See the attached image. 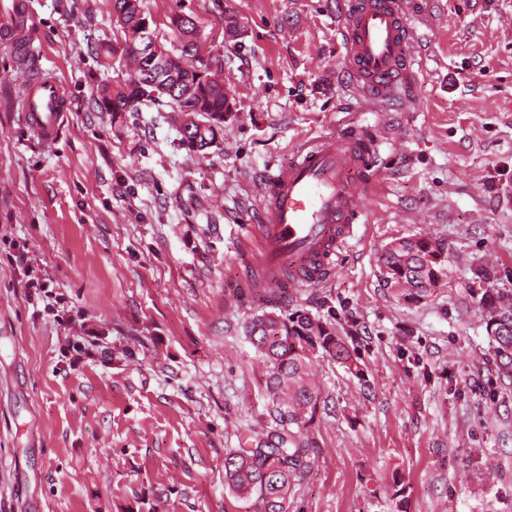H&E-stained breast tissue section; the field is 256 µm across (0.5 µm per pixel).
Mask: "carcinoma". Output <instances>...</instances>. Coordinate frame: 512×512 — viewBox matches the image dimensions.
<instances>
[{
    "label": "carcinoma",
    "mask_w": 512,
    "mask_h": 512,
    "mask_svg": "<svg viewBox=\"0 0 512 512\" xmlns=\"http://www.w3.org/2000/svg\"><path fill=\"white\" fill-rule=\"evenodd\" d=\"M137 2L138 8L127 9L128 0H107L126 44L103 45L104 65H110L117 54L131 65L136 63L132 45L140 40L137 33L155 38L153 31L137 29L142 20L152 19L144 10L143 0ZM171 25L182 37L180 54L161 48L164 65L154 72L151 83L134 85L128 79L106 84L95 105L101 112H136L140 105L164 95L167 105L181 118L183 141L203 152L215 142L216 132L224 130V84L202 78L204 70L188 62L198 51L193 19L175 14ZM382 263L388 279L403 290L404 299L419 302L431 295L432 286L439 281L442 254L431 240L419 237L399 250L386 248ZM480 302L488 322L500 317L512 324L511 297L485 291ZM245 335L266 365L264 384L275 425L249 446L234 448L225 455L224 480L233 494L254 499L255 512H289L293 489L311 469L319 450L309 436L321 395L313 377L314 358H329L357 374L360 369L336 326L305 312L255 314L245 325ZM491 338L500 374L512 377V329L508 327Z\"/></svg>",
    "instance_id": "carcinoma-1"
}]
</instances>
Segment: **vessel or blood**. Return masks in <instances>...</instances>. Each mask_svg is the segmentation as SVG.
I'll use <instances>...</instances> for the list:
<instances>
[{"mask_svg":"<svg viewBox=\"0 0 512 512\" xmlns=\"http://www.w3.org/2000/svg\"><path fill=\"white\" fill-rule=\"evenodd\" d=\"M408 0H343L344 71L364 100L412 102L410 92L417 37ZM29 0H0V42L21 66L35 53ZM24 119L48 145L62 133L68 98L62 83L37 69L20 96ZM383 143L379 133L353 126L335 136L303 144L288 166L265 176V200L257 233L264 253L246 265L258 266L259 285L280 282L304 288L329 281L337 258L356 240Z\"/></svg>","mask_w":512,"mask_h":512,"instance_id":"obj_1","label":"vessel or blood"}]
</instances>
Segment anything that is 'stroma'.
<instances>
[{
  "label": "stroma",
  "mask_w": 512,
  "mask_h": 512,
  "mask_svg": "<svg viewBox=\"0 0 512 512\" xmlns=\"http://www.w3.org/2000/svg\"><path fill=\"white\" fill-rule=\"evenodd\" d=\"M37 62L70 104L47 146L0 46V512H253L224 486L227 449L271 426L244 331L268 171L303 141L391 116L367 227L325 284L277 308L333 322L360 374L318 359V458L290 512H512V381L498 371L477 266L512 295V0H412L415 99L361 103L343 70L339 0H144L191 16L233 114L193 151L164 102L97 111L127 78L95 47L123 34L105 0H30ZM235 19L237 37L225 30ZM429 238L442 275L404 300L381 267Z\"/></svg>",
  "instance_id": "1"
}]
</instances>
